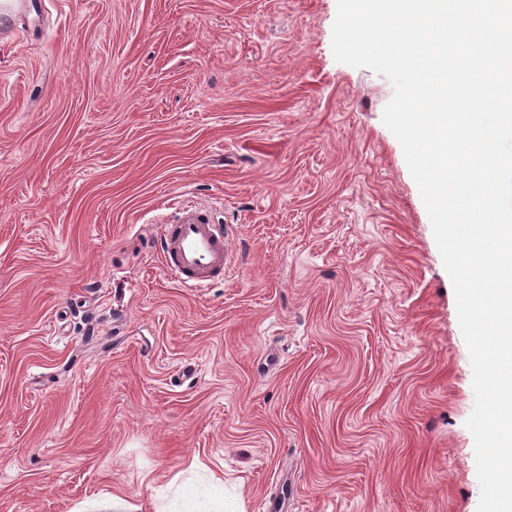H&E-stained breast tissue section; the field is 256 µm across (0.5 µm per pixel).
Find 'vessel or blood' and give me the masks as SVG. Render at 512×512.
<instances>
[{
  "instance_id": "vessel-or-blood-1",
  "label": "vessel or blood",
  "mask_w": 512,
  "mask_h": 512,
  "mask_svg": "<svg viewBox=\"0 0 512 512\" xmlns=\"http://www.w3.org/2000/svg\"><path fill=\"white\" fill-rule=\"evenodd\" d=\"M44 7L43 0H0V35L9 36ZM160 246L168 275L185 287L199 288L223 277L231 262L223 226L194 201L182 204L178 218L167 223Z\"/></svg>"
}]
</instances>
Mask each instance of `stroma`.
<instances>
[{"instance_id": "obj_1", "label": "stroma", "mask_w": 512, "mask_h": 512, "mask_svg": "<svg viewBox=\"0 0 512 512\" xmlns=\"http://www.w3.org/2000/svg\"><path fill=\"white\" fill-rule=\"evenodd\" d=\"M336 13L49 0L0 45V512H153L194 460L235 512H477L453 285ZM186 199L233 255L204 288L159 252Z\"/></svg>"}]
</instances>
